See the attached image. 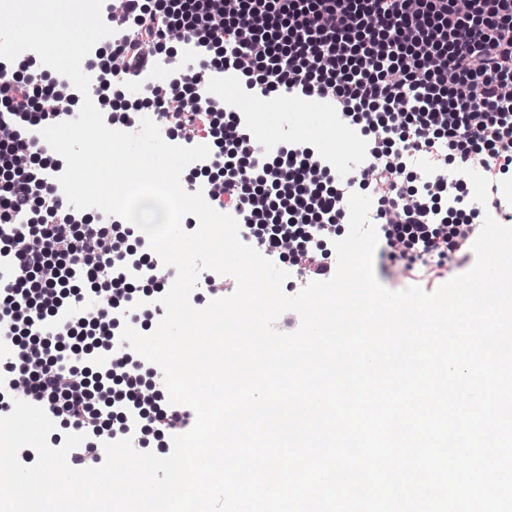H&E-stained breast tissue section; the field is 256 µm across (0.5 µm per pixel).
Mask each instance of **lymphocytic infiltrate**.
<instances>
[{
  "instance_id": "1",
  "label": "lymphocytic infiltrate",
  "mask_w": 512,
  "mask_h": 512,
  "mask_svg": "<svg viewBox=\"0 0 512 512\" xmlns=\"http://www.w3.org/2000/svg\"><path fill=\"white\" fill-rule=\"evenodd\" d=\"M102 17L108 24L121 18L133 34L109 53L92 50L108 84L137 69L153 85L163 44L193 47L196 68L153 100L168 120L162 131L208 142L216 173L204 191L228 197L244 243L291 278L307 284L334 276V243L355 193L371 197L381 261L405 272L429 256L473 263L482 207L472 204L471 171L484 174L483 207L512 221V198L499 193L512 175V0H104ZM26 69L22 60L0 61V225L24 210L41 214L43 226L38 238L17 235L0 247L15 272L0 283V332L16 346L0 367V416L21 383L52 420L85 434L70 453L75 468L102 465L104 442L131 434L140 442L159 438L171 453L172 430L189 431L194 410L148 390L143 377L152 363L113 344L114 308L126 306L129 325H148L128 305L138 284L126 270L131 246L151 259L149 243L129 225L113 234L109 215L71 223L55 208L56 188L34 186L31 166L44 148H24L23 128L72 114L42 110L58 85ZM227 72L252 96L283 91L324 102L357 132L363 160L339 177L302 142L281 141L262 156L244 113L209 100L181 108L183 98L200 96ZM420 153L435 161L424 181L411 166ZM91 297L98 307L90 314ZM87 353L110 359L118 396L93 390Z\"/></svg>"
}]
</instances>
